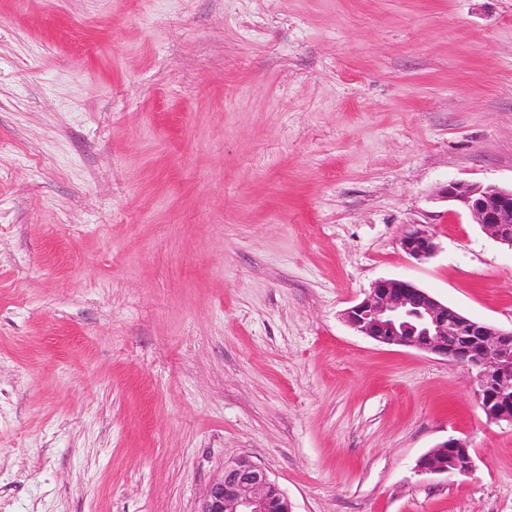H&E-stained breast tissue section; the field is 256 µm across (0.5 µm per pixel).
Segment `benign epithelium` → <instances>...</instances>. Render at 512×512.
Returning <instances> with one entry per match:
<instances>
[{
	"label": "benign epithelium",
	"instance_id": "7a95c632",
	"mask_svg": "<svg viewBox=\"0 0 512 512\" xmlns=\"http://www.w3.org/2000/svg\"><path fill=\"white\" fill-rule=\"evenodd\" d=\"M494 241L512 249V187L449 182L440 190ZM411 258L424 261L438 251L435 236L412 224L399 240ZM357 334L389 346L411 347L468 370L478 407L493 422L512 425V330L479 322L439 301L410 280L383 278L342 313ZM474 466L466 442L449 439L416 464L422 474L458 476ZM198 512H292L288 496L261 467L240 459L224 467Z\"/></svg>",
	"mask_w": 512,
	"mask_h": 512
}]
</instances>
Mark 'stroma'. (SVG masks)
I'll list each match as a JSON object with an SVG mask.
<instances>
[{"mask_svg": "<svg viewBox=\"0 0 512 512\" xmlns=\"http://www.w3.org/2000/svg\"><path fill=\"white\" fill-rule=\"evenodd\" d=\"M451 181L512 185V0H0V512H198L239 458L293 512H512L468 371L342 319L404 278L512 328ZM400 248L411 258L424 261L433 257L438 251L435 236L423 224H412L399 240ZM448 451V456L444 455ZM474 466L473 457L466 442L459 439L447 441L432 448L416 464L422 474L458 476L469 474Z\"/></svg>", "mask_w": 512, "mask_h": 512, "instance_id": "stroma-1", "label": "stroma"}]
</instances>
